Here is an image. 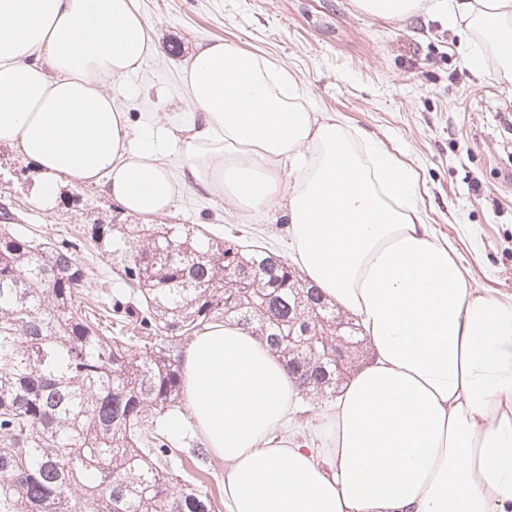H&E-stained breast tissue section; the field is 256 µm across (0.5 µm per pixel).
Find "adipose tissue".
I'll use <instances>...</instances> for the list:
<instances>
[{
	"label": "adipose tissue",
	"mask_w": 512,
	"mask_h": 512,
	"mask_svg": "<svg viewBox=\"0 0 512 512\" xmlns=\"http://www.w3.org/2000/svg\"><path fill=\"white\" fill-rule=\"evenodd\" d=\"M357 5L396 21L434 11L474 44L472 67L496 58L512 81V0ZM160 49L137 0H0V145L38 171L45 208L64 178L144 218L187 188L277 206L306 284L360 317L375 359L317 414L311 444L286 434L300 393L265 342L216 322L186 347V409L165 425H192L223 463L226 512H512V296L474 286L419 208L413 168L233 43L186 59L184 122L136 130L108 84Z\"/></svg>",
	"instance_id": "obj_1"
}]
</instances>
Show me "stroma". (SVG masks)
<instances>
[{
	"label": "stroma",
	"instance_id": "1",
	"mask_svg": "<svg viewBox=\"0 0 512 512\" xmlns=\"http://www.w3.org/2000/svg\"><path fill=\"white\" fill-rule=\"evenodd\" d=\"M163 34L162 51L113 79L112 98L135 126L152 113L189 111L181 67L197 43L224 40L292 72L314 109L342 115L382 141L418 173V204L454 239L476 287L512 295V83L496 80L495 60L474 70L468 51L440 18L404 22L366 15L355 0H139ZM36 172L0 146V204L57 239L88 224H135L98 186L57 187L53 208L35 200ZM170 224H197L222 237L266 242L292 257L277 208L240 213L182 191ZM471 225L481 242L460 238Z\"/></svg>",
	"mask_w": 512,
	"mask_h": 512
}]
</instances>
